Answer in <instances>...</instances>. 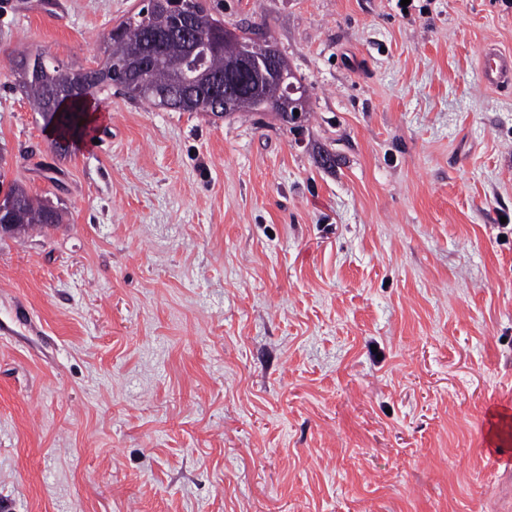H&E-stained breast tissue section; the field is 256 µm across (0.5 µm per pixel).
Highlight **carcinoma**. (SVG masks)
Here are the masks:
<instances>
[{"label":"carcinoma","instance_id":"obj_1","mask_svg":"<svg viewBox=\"0 0 512 512\" xmlns=\"http://www.w3.org/2000/svg\"><path fill=\"white\" fill-rule=\"evenodd\" d=\"M190 16L196 31L206 37L210 47L201 59L200 70L191 69L196 59L190 57L183 37L176 34L160 42L153 37L160 31L179 28ZM240 55L236 39H224V24L213 17L200 0H180L174 9L149 11L141 8L123 20L110 34L105 63L98 69L86 70L83 78L90 88L120 86L131 100H165V107L180 112H209L223 116L224 108L209 101L197 79L199 71L227 76L232 92L238 100L240 112H262L264 105L257 99L255 89L262 86L264 93L278 99V85L272 76L257 73H229L228 63ZM41 55L22 54L16 60L19 77L34 111L41 114L48 125L63 134L57 148L68 147L64 135L81 128L83 109L74 105L65 110L56 107V98L67 92V86L78 78V73L64 67L41 64ZM62 217L49 201L29 195L16 183L9 185L0 202V223L16 225L15 233L26 232L36 226L61 223Z\"/></svg>","mask_w":512,"mask_h":512}]
</instances>
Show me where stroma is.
<instances>
[{
  "label": "stroma",
  "mask_w": 512,
  "mask_h": 512,
  "mask_svg": "<svg viewBox=\"0 0 512 512\" xmlns=\"http://www.w3.org/2000/svg\"><path fill=\"white\" fill-rule=\"evenodd\" d=\"M301 126L93 95L54 149L22 53L100 67L142 0H0V512H504L512 53L502 0H204ZM261 55L251 57L253 53L246 54L241 57V60L237 63L238 65H255L259 68L266 67L271 73H273L280 86V93L282 94L281 101L288 97V94H294L299 92L293 83L288 85V63L287 61L270 45L262 46L261 50H256ZM280 101V102H281ZM478 72V84L482 89H509L512 86V55L487 52L482 55ZM0 234L25 233L36 226L61 223L62 217L57 208L48 200H40L29 195L27 190L16 183L9 185L3 201L0 199ZM17 228L14 230V225Z\"/></svg>",
  "instance_id": "1"
}]
</instances>
